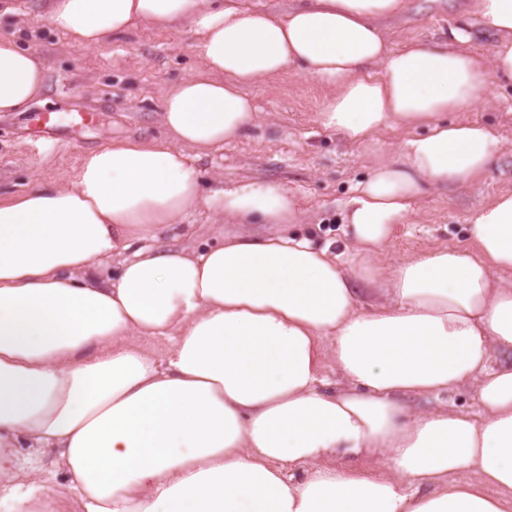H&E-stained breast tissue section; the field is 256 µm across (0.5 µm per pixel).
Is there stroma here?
<instances>
[{"label": "stroma", "instance_id": "obj_1", "mask_svg": "<svg viewBox=\"0 0 512 512\" xmlns=\"http://www.w3.org/2000/svg\"><path fill=\"white\" fill-rule=\"evenodd\" d=\"M465 0H407L404 14L389 22L391 46L408 39L436 42L448 31ZM48 0H0L6 33L20 48L35 50L46 70V88L29 112H0V200L27 190L35 181L69 182L85 153L128 137L162 136L163 95L200 64L188 30L136 24L126 35L101 47H81L47 20ZM256 124L241 140L198 162L207 189L233 188L262 179L293 192L301 221L292 232L315 246H344L342 214L357 182L365 178L377 151L395 152L405 133L382 132L375 145L349 144L317 121L327 91L313 77L284 72L251 87ZM52 113L58 124L49 137L29 126L30 113ZM91 114L87 126L73 129L72 115ZM465 119L495 125L503 149L478 183L434 187L416 198L406 223L397 225L379 262L394 266L439 247L467 245L469 217L492 196L512 190V82L497 83L489 99ZM205 206L191 208L170 236L204 245L232 232Z\"/></svg>", "mask_w": 512, "mask_h": 512}]
</instances>
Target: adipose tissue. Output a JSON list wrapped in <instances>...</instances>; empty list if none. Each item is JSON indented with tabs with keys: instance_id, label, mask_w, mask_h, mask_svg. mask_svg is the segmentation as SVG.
Segmentation results:
<instances>
[{
	"instance_id": "obj_1",
	"label": "adipose tissue",
	"mask_w": 512,
	"mask_h": 512,
	"mask_svg": "<svg viewBox=\"0 0 512 512\" xmlns=\"http://www.w3.org/2000/svg\"><path fill=\"white\" fill-rule=\"evenodd\" d=\"M405 6L51 0V26L88 47L185 23L201 65L166 95L165 137L0 201V512H512V361L494 359L512 350V192L475 211L470 247L377 262L424 188L477 182L500 154L494 126L459 114L512 80V0L470 4L498 38L486 54L463 19L445 42L388 46L380 22ZM291 68L328 88L324 129L362 146L408 132L354 186L342 253L244 232L299 223L286 188L202 191L198 160L255 124L248 86ZM45 82L0 34V112ZM199 203L241 232L165 243ZM136 336L169 340L165 361ZM327 357L347 388L324 389ZM464 384L480 415L404 402Z\"/></svg>"
}]
</instances>
